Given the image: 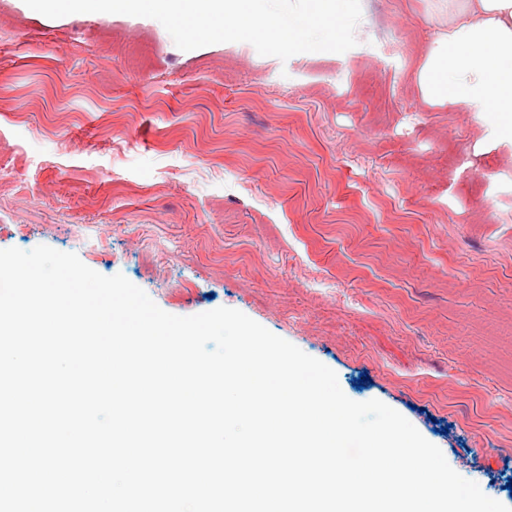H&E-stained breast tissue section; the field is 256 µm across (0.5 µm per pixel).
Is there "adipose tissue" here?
<instances>
[{"label": "adipose tissue", "mask_w": 512, "mask_h": 512, "mask_svg": "<svg viewBox=\"0 0 512 512\" xmlns=\"http://www.w3.org/2000/svg\"><path fill=\"white\" fill-rule=\"evenodd\" d=\"M414 82L430 103L494 113L512 135V0H466L435 34Z\"/></svg>", "instance_id": "1"}]
</instances>
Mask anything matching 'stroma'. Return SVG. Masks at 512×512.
<instances>
[{
    "label": "stroma",
    "instance_id": "35a3bbf8",
    "mask_svg": "<svg viewBox=\"0 0 512 512\" xmlns=\"http://www.w3.org/2000/svg\"><path fill=\"white\" fill-rule=\"evenodd\" d=\"M361 7L368 39L283 61L0 0V249L242 311L512 507V139L415 87L457 0Z\"/></svg>",
    "mask_w": 512,
    "mask_h": 512
}]
</instances>
